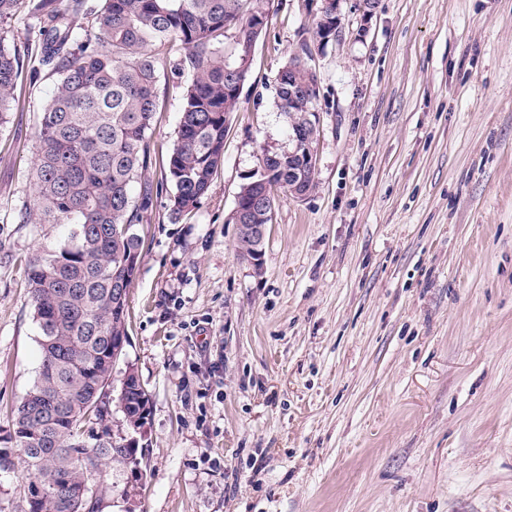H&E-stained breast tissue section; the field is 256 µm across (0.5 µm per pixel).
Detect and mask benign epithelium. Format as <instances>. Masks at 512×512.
<instances>
[{
	"mask_svg": "<svg viewBox=\"0 0 512 512\" xmlns=\"http://www.w3.org/2000/svg\"><path fill=\"white\" fill-rule=\"evenodd\" d=\"M340 2L341 0H321L319 12L326 17L323 32L325 41L339 33ZM314 76L315 72L303 54H298L296 62L288 63V107L293 111L303 110L300 114L301 120L291 123L293 149L283 155L265 154L259 178L244 186L236 199L239 251L257 274L263 270L265 241L273 216L274 199L278 195V185L272 176L282 169L285 159L299 160V163L288 168L290 195L301 199L311 192L307 176L316 172V154L313 147L316 130L310 120L308 102L317 98V82L313 80Z\"/></svg>",
	"mask_w": 512,
	"mask_h": 512,
	"instance_id": "obj_1",
	"label": "benign epithelium"
}]
</instances>
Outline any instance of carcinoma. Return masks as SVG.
I'll return each instance as SVG.
<instances>
[{
    "label": "carcinoma",
    "mask_w": 512,
    "mask_h": 512,
    "mask_svg": "<svg viewBox=\"0 0 512 512\" xmlns=\"http://www.w3.org/2000/svg\"><path fill=\"white\" fill-rule=\"evenodd\" d=\"M25 5L41 46L42 63L56 75L55 90L38 122L34 161V207L19 213L21 224H74L60 247L27 266L42 362L32 388L20 402L14 435L28 476L43 491L28 512H97V501L76 503L70 488L89 470L118 453L137 470L133 451L108 428L81 432L84 416L97 407L105 423L109 386L117 356L109 336L126 328L129 284L117 293L122 257L141 247L116 234L123 224L142 222L153 187L142 179L149 132L159 105V58L154 45L184 53L192 73L183 98L177 138L168 160L174 187L171 216L178 220L206 194L224 163V113L239 97L227 92L245 79L241 46L253 42L268 0H0V25ZM0 35V123L5 122L22 71L20 54ZM276 106L288 111V66L276 78ZM139 184L138 201L131 188ZM128 415L149 413L141 384L122 398Z\"/></svg>",
    "instance_id": "obj_1"
}]
</instances>
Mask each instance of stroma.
<instances>
[{
	"label": "stroma",
	"mask_w": 512,
	"mask_h": 512,
	"mask_svg": "<svg viewBox=\"0 0 512 512\" xmlns=\"http://www.w3.org/2000/svg\"><path fill=\"white\" fill-rule=\"evenodd\" d=\"M271 0L224 163L191 213L164 179L192 76L161 57L129 340L149 415L145 473L106 464L98 512H512V0ZM0 124V448L42 360L29 260L70 224H22L38 118L56 78L26 33ZM312 51L316 186L279 196L262 274L235 206L265 153L291 147L278 71ZM340 2L341 0H321L319 12L322 17L326 16V27L324 28L323 38L319 41H327L337 36L341 24L340 18Z\"/></svg>",
	"instance_id": "obj_1"
}]
</instances>
